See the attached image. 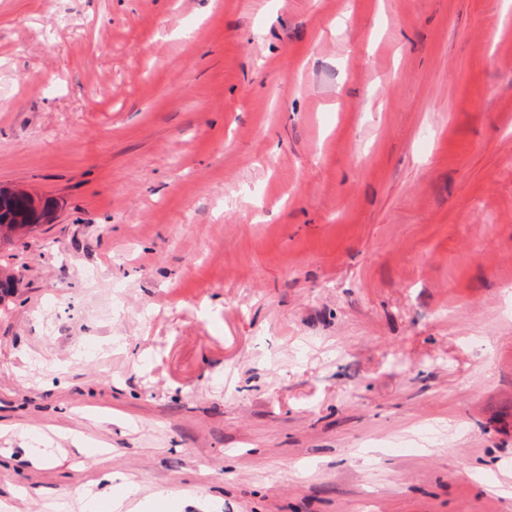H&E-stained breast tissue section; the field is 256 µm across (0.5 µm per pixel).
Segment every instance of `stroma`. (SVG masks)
Here are the masks:
<instances>
[{
	"label": "stroma",
	"instance_id": "35a3bbf8",
	"mask_svg": "<svg viewBox=\"0 0 512 512\" xmlns=\"http://www.w3.org/2000/svg\"><path fill=\"white\" fill-rule=\"evenodd\" d=\"M0 187L12 512H512V0H0ZM50 212L48 203L34 204L31 198L14 190L0 189V244L11 242L12 236L1 234L5 229L9 232H23L46 220ZM115 494L112 497V493L107 497L94 496L85 501V511L97 512L101 504H105L108 510L117 512L116 508H119L122 503L130 496L135 493V489L132 486L127 485L124 481L116 484Z\"/></svg>",
	"mask_w": 512,
	"mask_h": 512
}]
</instances>
